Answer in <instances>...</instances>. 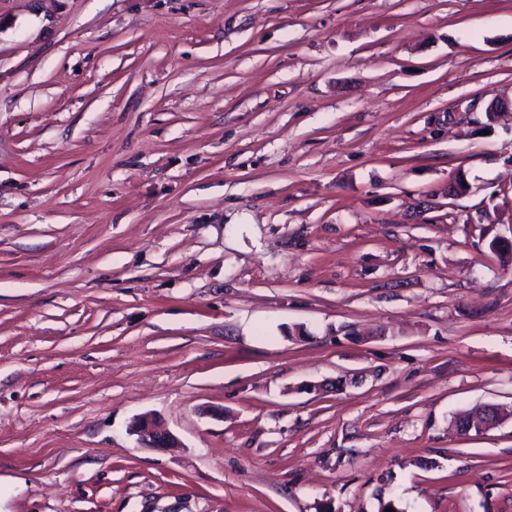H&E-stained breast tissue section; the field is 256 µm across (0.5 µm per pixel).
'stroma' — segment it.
<instances>
[{"instance_id": "obj_1", "label": "stroma", "mask_w": 512, "mask_h": 512, "mask_svg": "<svg viewBox=\"0 0 512 512\" xmlns=\"http://www.w3.org/2000/svg\"><path fill=\"white\" fill-rule=\"evenodd\" d=\"M505 98L512 0H0V512H512ZM132 432L139 436L142 444L154 448H173L177 443L171 434L158 429L148 421L136 422Z\"/></svg>"}]
</instances>
